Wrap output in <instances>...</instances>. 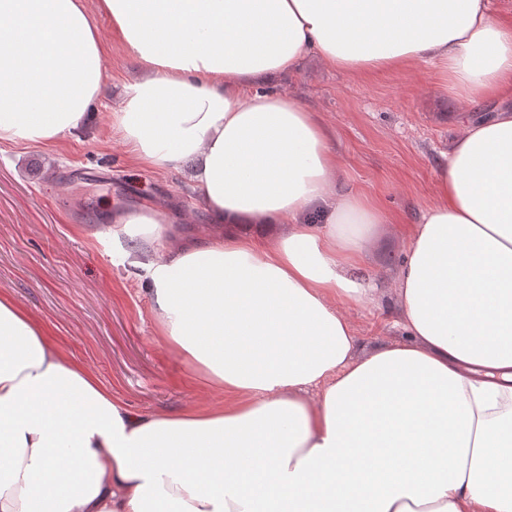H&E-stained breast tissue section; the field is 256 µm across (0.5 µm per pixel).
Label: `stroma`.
Segmentation results:
<instances>
[{"instance_id": "obj_1", "label": "stroma", "mask_w": 512, "mask_h": 512, "mask_svg": "<svg viewBox=\"0 0 512 512\" xmlns=\"http://www.w3.org/2000/svg\"><path fill=\"white\" fill-rule=\"evenodd\" d=\"M109 40L107 79L84 128L50 147L0 141V293L11 296L70 359L109 384L130 409L172 415L221 396L160 341L153 303L136 272L112 258L95 233L110 213L163 208L173 229L204 236L210 224L184 171L136 164L109 114L137 64ZM271 89L293 95L323 122L341 161L339 186L397 216L378 225L361 275L379 290L349 307L362 350L397 340L402 235L431 202L444 154L458 133L455 96L423 65L371 77L312 60Z\"/></svg>"}]
</instances>
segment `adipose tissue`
I'll return each instance as SVG.
<instances>
[{
    "mask_svg": "<svg viewBox=\"0 0 512 512\" xmlns=\"http://www.w3.org/2000/svg\"><path fill=\"white\" fill-rule=\"evenodd\" d=\"M107 16L138 76L111 128L185 170L217 234L155 210L99 234L166 347L221 393L129 409L0 294V512H512V22L493 0H0V141L82 128ZM436 67L462 104L399 267L405 338L360 353L344 310L391 216L338 190L325 126L264 78Z\"/></svg>",
    "mask_w": 512,
    "mask_h": 512,
    "instance_id": "1",
    "label": "adipose tissue"
}]
</instances>
